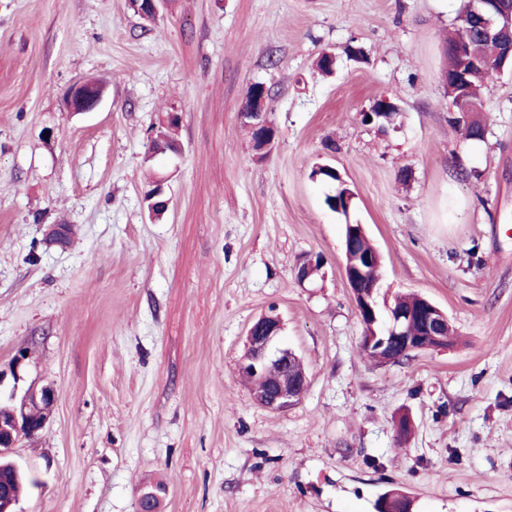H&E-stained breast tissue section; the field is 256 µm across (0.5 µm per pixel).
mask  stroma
<instances>
[{
  "instance_id": "35a3bbf8",
  "label": "stroma",
  "mask_w": 512,
  "mask_h": 512,
  "mask_svg": "<svg viewBox=\"0 0 512 512\" xmlns=\"http://www.w3.org/2000/svg\"><path fill=\"white\" fill-rule=\"evenodd\" d=\"M462 3L164 0L147 22L126 0H0V391L56 394L12 450L39 480L16 512H136L157 482L161 512H377L390 491L411 512H512V72L485 99L484 139H466L443 82ZM90 79L108 101L65 112ZM255 83L266 152L241 117ZM382 97L395 123L362 124ZM167 111L181 153L147 161ZM319 164L353 192L348 213L326 205ZM150 171L171 197L158 220ZM55 224L68 245L49 242ZM348 224L381 254V297L431 300L452 347L362 357ZM272 308L310 379L283 411L237 373Z\"/></svg>"
}]
</instances>
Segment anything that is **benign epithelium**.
Instances as JSON below:
<instances>
[{
	"label": "benign epithelium",
	"instance_id": "7a95c632",
	"mask_svg": "<svg viewBox=\"0 0 512 512\" xmlns=\"http://www.w3.org/2000/svg\"><path fill=\"white\" fill-rule=\"evenodd\" d=\"M163 0H129L130 7L145 21H151L158 13ZM505 0H476L473 13L483 21V39L503 47L501 67L512 64V7H503ZM448 53L456 58L458 66L445 77L450 98V112L462 119L469 118L472 108L466 102L464 86L470 72L483 64L482 57L468 44L448 46ZM269 91L263 84H254L248 90V107L243 112L247 124L256 133L254 144L258 149L272 143L271 125L267 119ZM104 98V89L90 83H77L65 93L63 110L75 114L93 112ZM369 113L375 114L387 123L394 122L398 106L387 97L378 99ZM344 238V276L352 289L357 311L364 327L367 349H375V361L381 365L393 364L405 354L448 347V337L441 329L449 325L447 314L427 299L409 308L388 310L387 321L376 333L373 324L377 321L371 300L375 289H364L361 281L365 277V266L371 263L370 255L359 249L358 241L365 236L361 224L347 225ZM417 324L419 330L409 331V325ZM283 322L279 315L266 313L258 317L248 328L244 351L238 362V372L265 382V386L251 392L253 400L270 410L282 411L295 405L309 385L306 372L290 382L280 376L270 377L274 369L288 370L298 356L291 349L279 346ZM55 402V390L50 385L39 389L30 388L22 396L11 393L7 399L0 398V452H9L25 437L39 435L51 419Z\"/></svg>",
	"mask_w": 512,
	"mask_h": 512
}]
</instances>
